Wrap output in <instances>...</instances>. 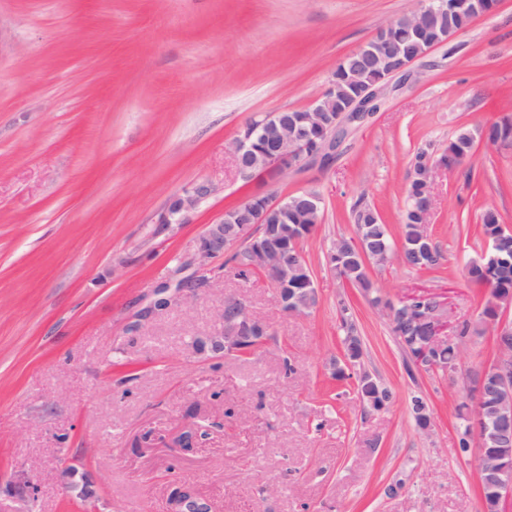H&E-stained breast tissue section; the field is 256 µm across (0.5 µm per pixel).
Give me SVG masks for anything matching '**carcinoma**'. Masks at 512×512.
<instances>
[{
    "instance_id": "1",
    "label": "carcinoma",
    "mask_w": 512,
    "mask_h": 512,
    "mask_svg": "<svg viewBox=\"0 0 512 512\" xmlns=\"http://www.w3.org/2000/svg\"><path fill=\"white\" fill-rule=\"evenodd\" d=\"M349 66L368 75L373 74V68L358 57L338 64L332 72V75L336 76L338 109L344 103L342 91L347 89L345 68ZM507 126L508 119L505 118L479 130H464L448 143V152L454 155L469 153L473 150L476 139L483 137L490 143H497L503 138ZM303 196L302 191L288 196V210L282 214L278 222L267 225L265 233L269 241L286 248L288 262L296 265L298 270V274L289 282L288 297L301 303L313 304L316 301L315 288L299 244L314 231L316 224L320 223L322 213L312 214L309 208L303 205ZM353 213L356 235L366 241L371 251L395 255L407 267L416 270L434 269L440 265L442 254L430 242H418V230L416 225L410 223V215H405L401 245L398 246L389 226L382 222L370 206L359 203ZM480 219L481 231L489 238L495 259L491 260L485 256L471 261L466 268V275L474 284L490 289V295L480 313V319L486 321L496 317L499 303L512 300V234L503 230L498 214L491 208L484 209ZM225 263L231 265L233 274L239 279L246 280L258 273V269L252 267V256L244 245L225 260ZM334 266L339 277L362 288L369 287L365 267L361 261L343 254L336 258ZM340 312L344 331V352L349 359L355 360L362 354V344L359 337L354 335L355 323L349 308L343 304ZM392 331L402 343L413 348L426 340L428 325L416 322L398 310L394 313ZM435 359L440 365L441 372L454 369L458 361V343L447 345L435 352ZM357 391L366 408L375 411L393 399V393L389 388L379 386L368 376L357 379ZM510 401L512 396H508L501 389L494 369L483 372V399L479 411L475 412L474 422L490 423L498 419L503 406ZM483 448L492 453L505 455L509 474L512 475V431L507 432L505 440L486 437ZM501 479L502 476L492 470L481 471L480 480L487 512H499L498 486Z\"/></svg>"
}]
</instances>
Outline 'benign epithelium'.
I'll return each mask as SVG.
<instances>
[{
    "label": "benign epithelium",
    "instance_id": "7a95c632",
    "mask_svg": "<svg viewBox=\"0 0 512 512\" xmlns=\"http://www.w3.org/2000/svg\"><path fill=\"white\" fill-rule=\"evenodd\" d=\"M417 7L410 10L403 17V31L396 37L392 27L387 25L380 28L377 33L365 42L355 54L372 62L375 74L371 80H361V73L350 72V81L357 85L356 98L349 111L341 116L339 125H329L326 122V112L330 110V96L332 87L316 98L305 111L308 112L306 125L296 130L293 122L281 109L263 115L264 121L259 125L247 129L246 133L229 143L228 149L233 154L238 171L246 179L257 177L274 178L287 172L284 164L296 169L309 164L326 162L336 151V144L340 139L338 129L349 125L361 126L378 110V94L392 79L403 77L409 72L410 66L428 53L434 47L443 44L458 34L453 26L441 28L436 38H428L429 25L436 19H451L461 13H466L471 19L494 12L498 7V0H416ZM266 142L265 150L261 153V166H256L255 153L257 141ZM465 161L463 157L451 156L448 162L437 160L428 156L423 161V169L419 175L421 183V197L424 203L418 210L420 228H425L433 210V175L440 167H455ZM216 188L208 181H198L190 188L170 198L165 210L160 214V224H186L191 213L198 206L214 195ZM286 208L284 200H274L269 196L263 197V212H252V206L245 203L240 206L238 215L229 218L222 216L217 222L206 226L199 237L193 254L181 260L180 268L186 269L195 266L205 270L214 259L224 255L228 248L241 241L242 234L234 232L230 224L240 220L246 224H262L267 222L278 211ZM251 248L255 253L256 267L276 292L278 305H283L282 293L288 289L289 264L284 253L277 247L255 238L251 241ZM155 299L151 308L144 312L149 315L151 310L158 307L163 301L170 303L189 304L194 297L192 282L179 279L174 283L165 282L154 290ZM430 300L433 308L417 316V320L429 323L430 333L428 342L414 352L411 357L415 365L427 371L437 370L433 349L445 343H453L455 338L445 335L448 330V302L441 295L421 290L399 300V305L406 307L408 313L417 311L413 306L415 302ZM220 318L224 326V335L212 337L216 349L224 350L226 354L240 352L238 342L241 337L248 336L255 331L259 335L269 333L265 324L252 321L243 302L236 298H224L220 309ZM495 368L501 377L502 384L512 389V354L505 352L495 360ZM78 467L70 464L64 472L68 478L65 482L67 492H77V496L86 500L92 497L88 485L82 486L72 482L77 475Z\"/></svg>",
    "mask_w": 512,
    "mask_h": 512
}]
</instances>
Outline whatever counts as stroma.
<instances>
[{
    "mask_svg": "<svg viewBox=\"0 0 512 512\" xmlns=\"http://www.w3.org/2000/svg\"><path fill=\"white\" fill-rule=\"evenodd\" d=\"M413 6L0 0V512H22L25 481L40 488L36 512H178L185 490L208 512H486L456 407L492 363L497 326L460 340L455 372H412L382 304L428 289L452 322L477 321L488 292L465 266L489 249L484 208L512 231V141H477L465 164L436 172L426 232L441 265H369L381 305L328 255L353 236L359 202L401 234L420 148L512 118V0L393 79L327 164L261 183L227 149L253 117L305 108L343 57ZM198 180L216 193L160 229L169 199ZM302 189L324 208L301 244L317 292L307 313H283L262 275L227 276L223 260L180 269L229 207ZM179 274L196 282L192 302L141 322L155 286ZM227 297L271 325L260 352L197 348L220 335ZM344 305L361 370L394 393L381 411L364 412L355 379L331 376ZM72 457L90 501L61 491Z\"/></svg>",
    "mask_w": 512,
    "mask_h": 512,
    "instance_id": "1",
    "label": "stroma"
}]
</instances>
